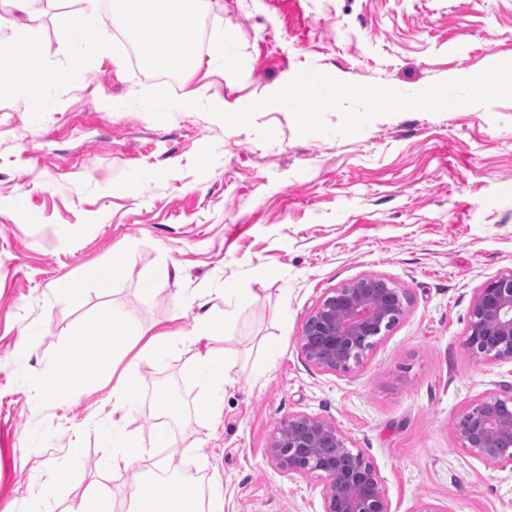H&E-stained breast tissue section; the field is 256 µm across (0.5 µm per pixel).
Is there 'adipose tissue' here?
<instances>
[{"mask_svg": "<svg viewBox=\"0 0 512 512\" xmlns=\"http://www.w3.org/2000/svg\"><path fill=\"white\" fill-rule=\"evenodd\" d=\"M72 2L74 8L66 19L72 34L67 63L54 73L59 83L81 80L87 63L106 52L104 44L89 37L100 18L101 0ZM35 3L36 0H0V29L8 31V45L0 49V71L11 76L8 93L24 98L29 111L46 112L51 109L52 100L47 89L36 85L34 70L29 64L36 35L25 19L33 12ZM114 4L115 19L134 16L140 30L151 32L150 51L154 66L161 68L167 66L169 60L178 59L187 69L204 65L212 69L223 62V47H215L208 57L203 58L192 54L188 46L197 18L210 7L211 0H114ZM193 365L196 373L205 380L213 403L222 402L230 370L226 358L208 348L196 353ZM104 440L112 448L108 463L112 471L128 469L152 457L150 449L130 439L120 429L105 434ZM155 484V479L151 478L137 487L131 494L127 512H224V500L219 495L213 494L202 500L191 486L181 484L158 496L153 492Z\"/></svg>", "mask_w": 512, "mask_h": 512, "instance_id": "obj_1", "label": "adipose tissue"}]
</instances>
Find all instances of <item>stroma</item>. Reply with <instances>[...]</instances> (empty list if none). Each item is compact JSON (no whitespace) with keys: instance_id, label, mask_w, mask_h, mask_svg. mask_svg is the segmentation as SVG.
Listing matches in <instances>:
<instances>
[{"instance_id":"35a3bbf8","label":"stroma","mask_w":512,"mask_h":512,"mask_svg":"<svg viewBox=\"0 0 512 512\" xmlns=\"http://www.w3.org/2000/svg\"><path fill=\"white\" fill-rule=\"evenodd\" d=\"M71 8L47 0L29 18L37 63L65 61ZM132 26L93 30L107 54L51 85V111L0 93L5 512H69L94 481L124 508L139 470L108 469L101 433L117 424L149 441L159 392L179 405L180 463L224 512H322L321 480L268 456L292 415L342 430L391 512H512V471L454 432L470 401L512 396V365L464 345L477 289L512 270V100L381 116L352 136L299 135L274 105L249 128L198 109L158 121L134 103L159 83L126 58ZM197 29L193 52L223 44L224 64L180 74L171 94L201 88L228 111L306 69L412 93L512 62V0H218ZM138 172L149 181L133 183ZM370 276L410 292L407 314L360 365L319 368L300 346L304 321ZM112 308L127 328L108 361L82 354V374L49 392L59 353ZM203 309L234 380L216 406L185 341ZM116 386L129 398L115 402Z\"/></svg>"}]
</instances>
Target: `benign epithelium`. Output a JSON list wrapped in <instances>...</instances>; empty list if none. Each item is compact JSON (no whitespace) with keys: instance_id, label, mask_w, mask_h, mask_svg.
<instances>
[{"instance_id":"obj_1","label":"benign epithelium","mask_w":512,"mask_h":512,"mask_svg":"<svg viewBox=\"0 0 512 512\" xmlns=\"http://www.w3.org/2000/svg\"><path fill=\"white\" fill-rule=\"evenodd\" d=\"M410 304L407 289L386 278L344 283L306 318L303 353L322 369L348 371L374 348L376 337L400 322ZM466 346L478 359L512 363V271L477 290ZM455 435L460 448L473 456L512 467V397L487 393L471 401L455 421ZM347 443L335 425L293 415L278 426L268 455L288 474L322 479V512H390L375 465Z\"/></svg>"}]
</instances>
